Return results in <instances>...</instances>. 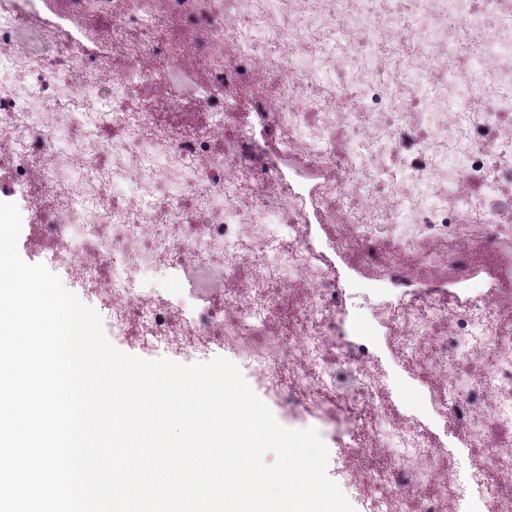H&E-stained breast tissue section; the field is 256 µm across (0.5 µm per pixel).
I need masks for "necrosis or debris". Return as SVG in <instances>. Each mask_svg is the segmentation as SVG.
I'll return each mask as SVG.
<instances>
[{
	"mask_svg": "<svg viewBox=\"0 0 512 512\" xmlns=\"http://www.w3.org/2000/svg\"><path fill=\"white\" fill-rule=\"evenodd\" d=\"M39 3L0 0V187L23 193L30 240L103 299L113 332L145 350L232 351L291 416L330 423L344 405L339 473L367 512H455L420 423L386 428L376 340L341 334L380 284L372 317L409 369L440 380L444 418L479 450L485 512H512V78L497 77L512 0H64L72 20H111L119 68L63 28L22 40ZM198 62L206 81L185 106L213 122L171 123L156 102ZM450 84L454 108L440 103ZM244 91L297 175L238 122ZM317 167L340 174L316 186L314 217L300 175ZM319 222L339 225L366 281L320 261ZM487 256L486 293L420 292L465 289ZM377 453L383 466L355 467Z\"/></svg>",
	"mask_w": 512,
	"mask_h": 512,
	"instance_id": "1",
	"label": "necrosis or debris"
}]
</instances>
